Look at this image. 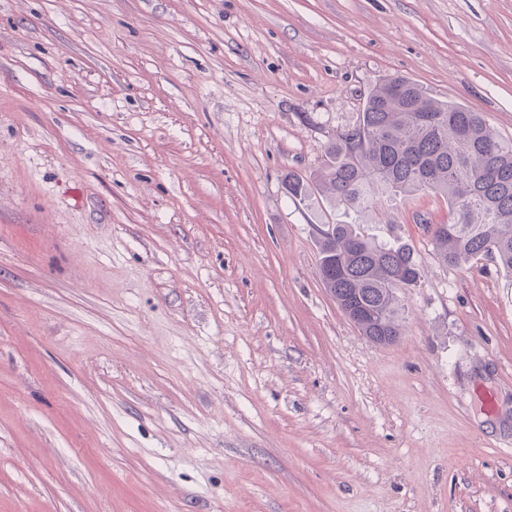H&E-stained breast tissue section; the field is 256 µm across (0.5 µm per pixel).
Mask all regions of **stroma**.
Listing matches in <instances>:
<instances>
[{
	"mask_svg": "<svg viewBox=\"0 0 512 512\" xmlns=\"http://www.w3.org/2000/svg\"><path fill=\"white\" fill-rule=\"evenodd\" d=\"M396 75L512 138V0H0V512H512V277L380 198L372 343L283 188ZM318 238V274L324 287L347 309L355 326L371 342L389 345L383 336H401L400 288H413L421 269L410 246L399 240L380 242L354 224H325Z\"/></svg>",
	"mask_w": 512,
	"mask_h": 512,
	"instance_id": "1",
	"label": "stroma"
}]
</instances>
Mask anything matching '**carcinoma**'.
I'll use <instances>...</instances> for the list:
<instances>
[{"instance_id": "obj_1", "label": "carcinoma", "mask_w": 512, "mask_h": 512, "mask_svg": "<svg viewBox=\"0 0 512 512\" xmlns=\"http://www.w3.org/2000/svg\"><path fill=\"white\" fill-rule=\"evenodd\" d=\"M284 189L299 200L315 191L356 214L368 210L375 190L400 198L440 193L450 221L432 225L439 259L456 266L490 257L512 275V139L404 77L370 88L359 121L330 141L325 167L308 180L288 176ZM318 247L321 282L352 310L360 333L380 345L401 335L399 290L421 280L410 246L331 224Z\"/></svg>"}]
</instances>
